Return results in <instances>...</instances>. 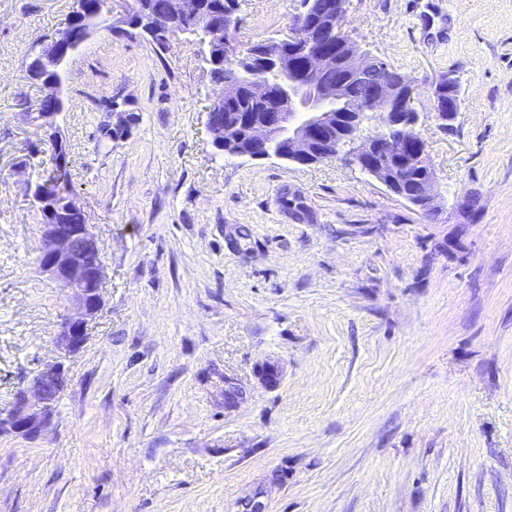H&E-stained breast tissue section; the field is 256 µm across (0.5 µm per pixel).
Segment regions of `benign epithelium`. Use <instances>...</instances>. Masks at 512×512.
<instances>
[{
    "label": "benign epithelium",
    "instance_id": "1",
    "mask_svg": "<svg viewBox=\"0 0 512 512\" xmlns=\"http://www.w3.org/2000/svg\"><path fill=\"white\" fill-rule=\"evenodd\" d=\"M200 0H169L168 16L172 21L162 34L161 45L166 47L171 39L184 33L175 22L179 17H190L199 11ZM113 17L112 30L127 33L136 30L149 36L158 34L156 16L132 8L130 0H102L98 18ZM306 13L298 18V30L288 31L275 39L285 45L300 41L307 43L303 72L298 74L293 66L284 69V82L276 86L273 93L276 112L270 117L252 123L246 129L250 145L239 149V136L233 128L224 125V113L218 111V104L226 98L236 97L241 84L230 78L222 84L221 95L213 100L206 115V128L212 145L233 156L251 159H266L271 156L286 159L301 165L315 163L327 155L356 165L370 175L378 176L390 192L408 203L412 197L397 189V180L383 176L384 169L393 157L411 156L428 174L420 196L423 201L416 207L425 215L436 211V182L434 169L428 161L425 141L415 131L418 113L414 108L412 84L387 74V65L378 58H369L361 53L355 44H350L351 59L359 77L366 83V95L355 97L348 93L345 85L320 84L317 78L328 70L336 69L334 44L320 45L321 33L333 28L336 40H341L343 13L336 11L334 0L320 3L319 19L305 23ZM207 56L216 62L224 59V25L215 22L210 25L202 39ZM65 46L55 37L42 39L32 50L31 59L35 64L48 68L64 59ZM47 93L39 101L40 107L33 122L43 130L48 142L63 143L56 130L54 112L43 110V104L57 96V87L43 84ZM391 102L398 103L397 111L385 116L391 127L393 138L385 141L362 130L365 112ZM434 110L442 125L449 126L458 116L459 101L456 95L443 102L435 100ZM32 200L36 201L46 218L39 222L41 228L40 247L41 271L65 288L76 313L66 318L57 333L55 345L63 354L79 350L87 339V326L102 307L101 285L104 278V264L101 246L91 225L69 224L67 215L73 208L83 209L77 195L63 187L60 178L42 179L30 188ZM259 379L273 387L279 381V368L270 362L257 365ZM66 383L65 365L57 360L38 369L30 381L18 387L10 411L0 415V437L14 436L34 440L48 429L55 408V401ZM245 398L243 388L231 377L224 378V405L231 409Z\"/></svg>",
    "mask_w": 512,
    "mask_h": 512
}]
</instances>
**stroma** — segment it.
<instances>
[{
    "label": "stroma",
    "instance_id": "obj_1",
    "mask_svg": "<svg viewBox=\"0 0 512 512\" xmlns=\"http://www.w3.org/2000/svg\"><path fill=\"white\" fill-rule=\"evenodd\" d=\"M239 3L251 44L299 0ZM74 7L0 0V413L40 365L69 378L43 437L0 438V512H512V0H347V34L415 87L431 218L341 160L215 149L199 39L160 50L103 19L61 68L56 125L104 263L103 307L62 356L71 305L28 197L53 166L30 117L45 89L25 68ZM228 376L247 391L231 411ZM453 86L454 81L448 78V80H441L435 88V95L439 93L440 89H443V92L439 96L441 98L445 96L448 97V90H450L451 100H448V104L443 102L441 99H438L437 97H435L436 100L434 102V110L443 126H450L458 116L459 101L455 93H453ZM445 87L448 88L446 91H444ZM446 108L448 112H441L442 110L446 111Z\"/></svg>",
    "mask_w": 512,
    "mask_h": 512
}]
</instances>
